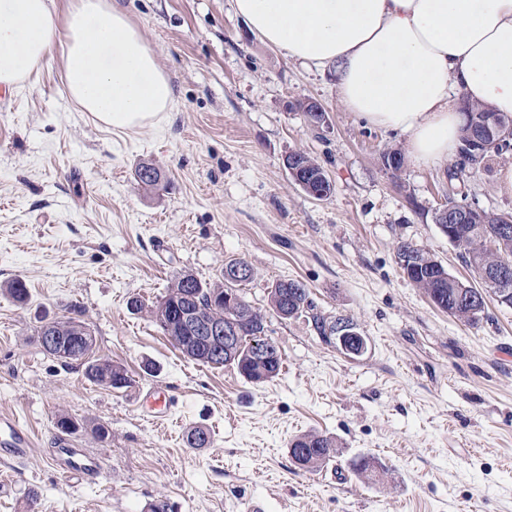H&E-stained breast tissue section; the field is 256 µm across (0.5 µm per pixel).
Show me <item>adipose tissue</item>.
<instances>
[{
  "mask_svg": "<svg viewBox=\"0 0 512 512\" xmlns=\"http://www.w3.org/2000/svg\"><path fill=\"white\" fill-rule=\"evenodd\" d=\"M266 44L331 69L339 102L408 137L421 165L453 160L463 101L512 114V0H233ZM61 51L67 91L115 130L174 105L168 75L111 0H0V84L17 86Z\"/></svg>",
  "mask_w": 512,
  "mask_h": 512,
  "instance_id": "obj_1",
  "label": "adipose tissue"
}]
</instances>
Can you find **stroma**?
<instances>
[{
	"label": "stroma",
	"mask_w": 512,
	"mask_h": 512,
	"mask_svg": "<svg viewBox=\"0 0 512 512\" xmlns=\"http://www.w3.org/2000/svg\"><path fill=\"white\" fill-rule=\"evenodd\" d=\"M141 30L177 100L159 125L112 132L68 96L52 58L0 98V412L37 443L23 466L0 462V512H512V308L488 298L467 323L436 307L403 274L399 242L428 251L449 274L474 276L434 221L448 199L511 213L495 189L512 149L478 165L384 162L407 137L367 124L338 101L335 79L287 58L235 15L233 0H112ZM327 111L313 126L303 102ZM314 158L330 197L305 193L285 155ZM159 169L145 192L135 170ZM254 271L243 292L280 347L278 377L253 384L230 366L184 358L147 313L174 277L221 279L225 262ZM296 280L314 311L349 318L361 356L325 344L309 314L271 313L268 290ZM145 312L133 313L131 299ZM79 307L93 358L122 364L135 384L89 383L84 368L46 354L42 319ZM174 399L165 424L139 403ZM83 422L72 447L99 453L94 480L50 465L58 415ZM110 432L99 440L91 424ZM195 426L204 448L188 447ZM318 431L338 455L317 472L294 466L291 440ZM386 474L363 481L352 461Z\"/></svg>",
	"instance_id": "35a3bbf8"
}]
</instances>
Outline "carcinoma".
I'll return each mask as SVG.
<instances>
[{
    "label": "carcinoma",
    "mask_w": 512,
    "mask_h": 512,
    "mask_svg": "<svg viewBox=\"0 0 512 512\" xmlns=\"http://www.w3.org/2000/svg\"><path fill=\"white\" fill-rule=\"evenodd\" d=\"M512 142L504 140L501 143L489 141V147L481 157L471 155V150L462 147L464 163L476 165L492 155H501ZM160 180L159 171L151 164H141L135 170V182L138 188L144 191L155 189ZM501 216L486 211L474 214L469 224L458 225L455 246L461 249V257L473 271L481 276L490 267L509 266L512 268V234L504 235L499 226ZM419 259L424 266L422 269L408 275V279L417 287L424 290L430 300L449 315L468 323L478 319L485 308V300L468 299L466 294H475L474 289L464 287V282L450 275L444 266L429 263L428 255L420 253ZM239 281H224L217 285H207L200 280L195 281L192 288L187 287L180 277L174 278L166 294L150 310L153 321L163 333L175 340L178 344L185 343L184 331L170 329L169 319L158 314L160 307L170 308L173 305H182L193 298L201 314L206 318L219 321H241L246 325V337L240 345L239 358L235 362L238 372L245 378H250L249 352L253 349L252 342H260L266 336V321L261 313L252 308L249 302L240 307H230L224 303L211 304L210 297L224 293L226 288H237ZM5 291L15 302L24 304L28 300V289L23 279L15 278L8 282ZM268 301L270 308L281 318L289 319L313 307L309 292L304 286L294 280L278 281L269 288ZM314 329L325 343H331L328 331L336 328V324L350 320L335 319L330 323L322 315L315 313L311 316ZM76 317H63L55 322L56 333L59 339L58 348L43 347V350L54 357L60 356V348L68 351L70 361L83 366L86 379L98 386L107 388L127 389L133 387L135 380L126 369L114 364L108 359H90L94 340H85L79 336L75 329ZM210 442L209 431L204 427H195L187 434V443L191 448H204ZM290 452L296 468L313 472L328 465L336 457L337 445L332 437L319 432H309L294 438L290 443ZM354 472L368 480L382 477V473L375 462L362 457L353 463Z\"/></svg>",
    "instance_id": "carcinoma-1"
}]
</instances>
